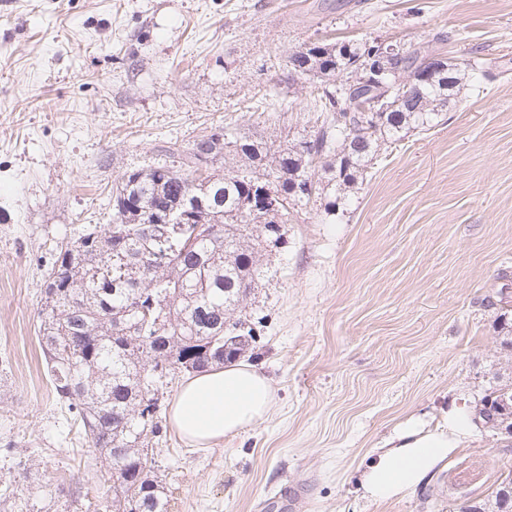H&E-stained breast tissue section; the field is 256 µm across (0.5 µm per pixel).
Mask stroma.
<instances>
[{
	"mask_svg": "<svg viewBox=\"0 0 512 512\" xmlns=\"http://www.w3.org/2000/svg\"><path fill=\"white\" fill-rule=\"evenodd\" d=\"M483 63L440 125L377 158L335 213L299 206L244 300V360L272 379L266 421L208 448L166 425L168 512H461L512 472L476 427L427 484L376 503L361 466L408 420L475 410L512 381V0H0V512H107L104 468L56 404L38 343L57 245L106 223L126 171L223 131L309 134L317 39L425 42Z\"/></svg>",
	"mask_w": 512,
	"mask_h": 512,
	"instance_id": "1",
	"label": "stroma"
}]
</instances>
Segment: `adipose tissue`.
I'll return each mask as SVG.
<instances>
[{"label":"adipose tissue","instance_id":"ef3b65f1","mask_svg":"<svg viewBox=\"0 0 512 512\" xmlns=\"http://www.w3.org/2000/svg\"><path fill=\"white\" fill-rule=\"evenodd\" d=\"M274 401L275 389L263 370L232 362L187 376L170 406L168 421L182 439L206 448L265 421ZM473 435L469 415L454 406L443 426H406L373 451L361 469L359 490L364 498L375 501L416 490Z\"/></svg>","mask_w":512,"mask_h":512}]
</instances>
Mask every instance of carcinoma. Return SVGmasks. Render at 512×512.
<instances>
[{
	"label": "carcinoma",
	"mask_w": 512,
	"mask_h": 512,
	"mask_svg": "<svg viewBox=\"0 0 512 512\" xmlns=\"http://www.w3.org/2000/svg\"><path fill=\"white\" fill-rule=\"evenodd\" d=\"M443 41L396 42L399 53L383 80L366 67L374 42L307 43L319 112L312 134L278 146L225 138L205 166L198 153L204 138L186 147L171 142V176L160 167L126 172L112 191L109 222L58 247L45 274L39 344L56 402L106 464L112 512H168L153 476L162 378L245 352L249 343L228 345L224 337L234 329L253 339V329L233 315L262 285L260 257L283 243L291 209L315 196L325 212L336 211L404 133L440 124L459 86ZM410 80L417 89L397 100L392 88ZM228 154L238 158L237 171L216 173L214 164ZM262 187L284 204L259 205ZM189 192L203 207L195 223L178 229L170 216L184 209ZM154 336L166 337L164 347L153 348ZM504 398L494 429L512 428V385L489 383L477 408L482 416ZM462 512H512V474L495 491L491 510Z\"/></svg>",
	"instance_id": "obj_1"
}]
</instances>
